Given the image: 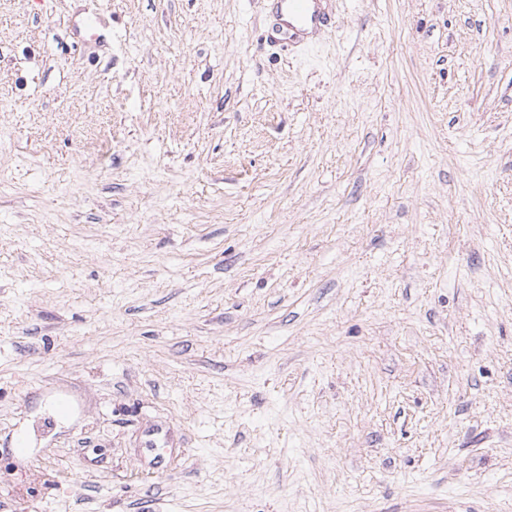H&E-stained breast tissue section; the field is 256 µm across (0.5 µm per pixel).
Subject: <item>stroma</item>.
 <instances>
[{
  "mask_svg": "<svg viewBox=\"0 0 512 512\" xmlns=\"http://www.w3.org/2000/svg\"><path fill=\"white\" fill-rule=\"evenodd\" d=\"M329 6L0 0V512H512V0ZM328 0H276L275 13L289 40L300 41L309 35H322L331 16L325 8Z\"/></svg>",
  "mask_w": 512,
  "mask_h": 512,
  "instance_id": "stroma-1",
  "label": "stroma"
}]
</instances>
